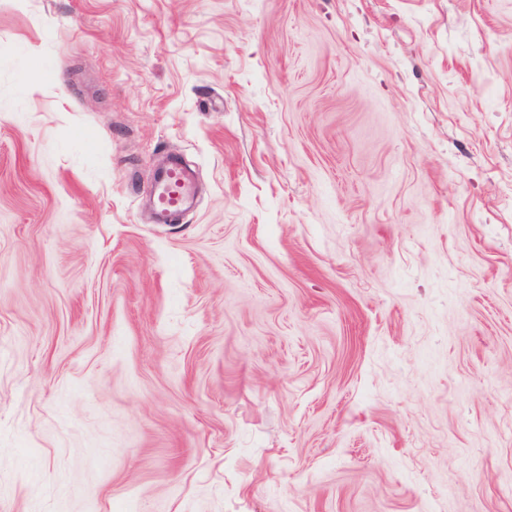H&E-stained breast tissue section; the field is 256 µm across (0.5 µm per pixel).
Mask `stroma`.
Masks as SVG:
<instances>
[{
	"mask_svg": "<svg viewBox=\"0 0 512 512\" xmlns=\"http://www.w3.org/2000/svg\"><path fill=\"white\" fill-rule=\"evenodd\" d=\"M0 512H512V0H0ZM159 206L160 211L158 214L161 218H166L168 215L176 212L183 211L193 195V185L185 178H181V183L178 182L168 184L167 178H164L160 184Z\"/></svg>",
	"mask_w": 512,
	"mask_h": 512,
	"instance_id": "stroma-1",
	"label": "stroma"
}]
</instances>
